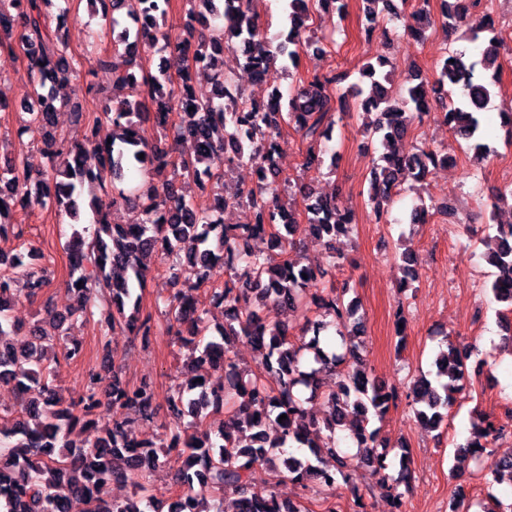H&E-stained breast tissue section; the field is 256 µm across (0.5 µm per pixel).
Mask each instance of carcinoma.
Instances as JSON below:
<instances>
[{
    "label": "carcinoma",
    "instance_id": "1",
    "mask_svg": "<svg viewBox=\"0 0 512 512\" xmlns=\"http://www.w3.org/2000/svg\"><path fill=\"white\" fill-rule=\"evenodd\" d=\"M52 0H0V50L18 47L26 59V78L33 106L28 109L20 134L41 138L54 158L51 173L31 177L20 171L17 159L0 167V237L20 240L21 225L13 213L53 206L59 214L78 224L77 200L91 197L93 228L73 230L68 244L69 278L75 304L63 313L51 314L53 332L39 321L25 330L20 347L10 342L18 335L11 315L20 300L41 296L48 280L44 271L24 261L23 252L0 254V381L12 383L20 392L19 411L0 415V512H70V501L85 505V512H163L161 502L146 482L149 474L169 463L167 454L152 442L135 439L131 426L151 419L157 409L152 383L128 385L114 377L110 390H96L97 374L88 375L87 394L80 404L65 403L52 383L57 362V342L67 338L73 322L97 317L100 326H123L143 340L160 330L185 345L200 349L198 364L209 369L188 377L168 396L174 419L192 430L187 440L173 435L167 445L178 450L176 481L182 493L168 505V512H181L182 503L192 512H225L230 493L232 512H303L301 504L282 499L274 490L256 486L257 465L279 463L286 478L304 490L336 489L347 482L348 463L336 448V434L348 432L360 448L363 462L395 505H401L400 486L410 476V453L395 455L398 477L386 473L388 455L377 451L379 430L374 419L383 420L399 396L362 366L359 338L364 316L358 301L344 300L331 292L319 298V306L331 321L305 319L298 341L288 328L270 326L259 316L262 307L277 306L292 312L306 310L305 299L322 272L289 257L297 246L296 236L308 233L324 241L336 258V240L352 226L351 210L334 197L315 195L302 187L307 223L297 221L296 211L278 200L279 171L276 139L287 124L305 140L330 141L334 130L332 112L352 98L364 114H376L366 129L381 139L386 149L382 165L371 175L368 198L376 222L388 213L401 185L422 182L438 152L428 146L413 153L397 149L407 135L409 122L429 108L430 94L448 97L444 122L454 134L470 142L475 159L493 153L484 142L482 116L494 96L495 83L475 77L476 68H497L501 41L492 18L484 15L466 28V39L481 47L471 60L453 53L437 66L434 80L419 75L398 91L387 86L392 62L385 56L369 63L365 86L354 83L344 90L336 78L315 75L308 84L287 95L277 91L267 101L246 99L235 78L217 66L223 51H240L244 67L259 80L267 79L277 57L286 60L282 69L297 67V48L308 41L311 14H344L345 0H286L288 29L279 51L250 10V0H188L181 32L174 33L158 20L167 14L169 2L156 0H111L109 29L113 49L96 57L99 69L112 74L114 83L130 89L131 98L114 97L93 86L97 111L85 127L83 138L68 142L57 138V112L66 103L55 87L70 82L80 62L70 51L62 24L51 28L43 6ZM364 31L379 22L399 19L407 0H364ZM440 16L431 13L430 0H417V23L408 32L425 37L436 21L452 27L466 18L471 0H441ZM160 46L181 64L174 78L162 65L158 73L144 74L142 54ZM210 69L213 95L198 99L191 85L190 70L199 62ZM112 124L111 143L98 141L101 121ZM150 123L160 139L149 143L143 124ZM194 143L193 156L172 160L175 144ZM144 158H139V154ZM243 163L259 173L256 186L239 189L230 197L217 194L212 210L201 212L177 188L180 176L223 184L228 170ZM245 202L252 209L249 224H226L223 213L230 202ZM125 204L137 211L132 224H111L108 208ZM457 215L451 202L432 207L422 203L410 213L412 224H424L430 210ZM504 225H496V249L487 256L494 268L490 290L512 312V244ZM265 238L268 252L252 249L250 242ZM406 280L415 279L417 257L399 256ZM165 265L169 279L179 289L163 300L165 324L141 306L145 277L153 261ZM229 274L224 284L209 289L210 305L224 310V323L210 327L197 313L193 292L210 282L213 273ZM242 339L264 351L261 367L244 370L232 356ZM473 349L446 343L438 350L435 370L417 375L405 400L416 418L434 428L441 426L463 390L465 362ZM203 382H197V379ZM318 402L327 414L318 420L306 404ZM224 413L217 432L203 427L210 413ZM285 415L287 419L280 420ZM104 423V435L92 445L74 439L76 432ZM502 430L489 417L472 422L470 436L455 447L459 457L476 461L487 453L489 438ZM335 460L324 468L323 455ZM494 482L512 485V457L495 460L489 470ZM114 481L132 487L124 500L100 496L101 485Z\"/></svg>",
    "mask_w": 512,
    "mask_h": 512
}]
</instances>
